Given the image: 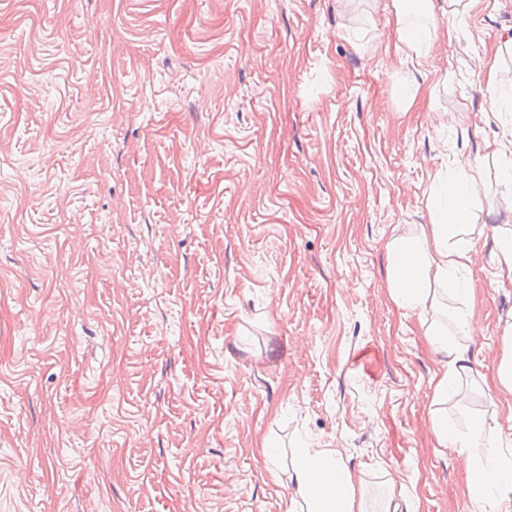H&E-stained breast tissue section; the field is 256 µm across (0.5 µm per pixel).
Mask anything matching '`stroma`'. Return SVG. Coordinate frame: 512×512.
<instances>
[{
    "label": "stroma",
    "mask_w": 512,
    "mask_h": 512,
    "mask_svg": "<svg viewBox=\"0 0 512 512\" xmlns=\"http://www.w3.org/2000/svg\"><path fill=\"white\" fill-rule=\"evenodd\" d=\"M434 3L420 73L391 0H0V512H286L303 440L366 512H479L385 244L482 161L446 409L511 441L479 377L512 323V0Z\"/></svg>",
    "instance_id": "obj_1"
}]
</instances>
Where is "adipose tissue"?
Here are the masks:
<instances>
[{"label": "adipose tissue", "instance_id": "1", "mask_svg": "<svg viewBox=\"0 0 512 512\" xmlns=\"http://www.w3.org/2000/svg\"><path fill=\"white\" fill-rule=\"evenodd\" d=\"M393 6L396 41L411 51L412 64L422 65L434 33L432 0H393ZM482 181L480 164L459 162L458 176L445 185L443 199L428 203L430 223L422 225L419 235L387 242V288L399 308L423 313L435 308L438 295L471 297V288L459 275L470 264L473 243L464 237L465 218ZM454 324L452 335L434 323L425 325L426 339L445 367L433 391L437 405L447 403L457 382L472 370L466 345L475 333L470 308L458 310ZM432 427L438 440L454 449L468 494L482 512H512V447L503 443L497 427L479 422L462 436L439 413ZM289 479L294 495L288 512H363L357 477L336 449H301Z\"/></svg>", "mask_w": 512, "mask_h": 512}]
</instances>
